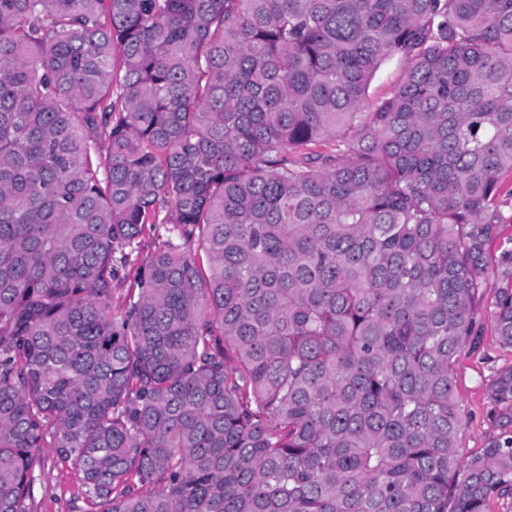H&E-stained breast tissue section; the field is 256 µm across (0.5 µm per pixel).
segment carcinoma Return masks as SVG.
<instances>
[{
	"mask_svg": "<svg viewBox=\"0 0 512 512\" xmlns=\"http://www.w3.org/2000/svg\"><path fill=\"white\" fill-rule=\"evenodd\" d=\"M509 176L512 0H0V512L44 448L92 512L512 498V365L467 458L453 369ZM402 72L401 62L396 59L385 60L376 71L366 98V111L371 105L383 99L391 93L393 87L398 82Z\"/></svg>",
	"mask_w": 512,
	"mask_h": 512,
	"instance_id": "1",
	"label": "carcinoma"
}]
</instances>
